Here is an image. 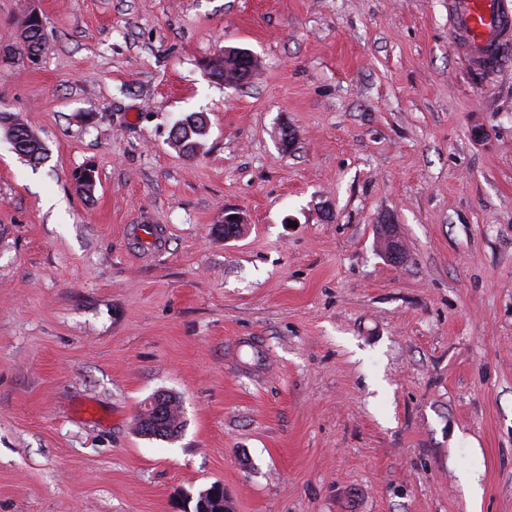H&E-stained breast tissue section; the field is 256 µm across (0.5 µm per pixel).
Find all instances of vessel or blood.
<instances>
[{
    "instance_id": "b4317fda",
    "label": "vessel or blood",
    "mask_w": 512,
    "mask_h": 512,
    "mask_svg": "<svg viewBox=\"0 0 512 512\" xmlns=\"http://www.w3.org/2000/svg\"><path fill=\"white\" fill-rule=\"evenodd\" d=\"M448 22L470 64L487 68L500 42L512 35V0H448Z\"/></svg>"
}]
</instances>
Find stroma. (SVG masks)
<instances>
[{
	"mask_svg": "<svg viewBox=\"0 0 512 512\" xmlns=\"http://www.w3.org/2000/svg\"><path fill=\"white\" fill-rule=\"evenodd\" d=\"M1 109L49 157L0 138V512H468L466 472L512 512V37L477 70L448 0H0ZM21 50L28 57L35 44L45 45L44 27L37 15L27 13L21 23ZM222 53L224 55L212 58L206 63L207 74L211 78L222 82H224V78L233 76L238 70L236 61L228 57L251 59L253 61L256 59V55L246 48L224 46ZM224 57L228 59H224ZM1 134L6 140L15 141L16 150L15 143L10 142L14 151L31 164H42L48 159V149L19 115L13 112H0V136ZM181 122L178 133L174 137L170 136V147L184 156H194L206 143L209 132V129L206 131L207 116L203 112H191ZM390 231L386 237L383 238L381 243V253L383 256L392 263H400L404 256V245L398 235L396 225L388 224ZM167 393H157L150 398L147 402V409H141L140 424H143L145 434L147 437L152 438H172L178 435L182 429V422L180 420V403L172 395L167 398ZM169 402L172 405V414L168 418L166 423V430L160 435L161 425L164 423L166 416V410ZM179 403V404H178ZM160 435V436H159Z\"/></svg>",
	"mask_w": 512,
	"mask_h": 512,
	"instance_id": "35a3bbf8",
	"label": "stroma"
}]
</instances>
